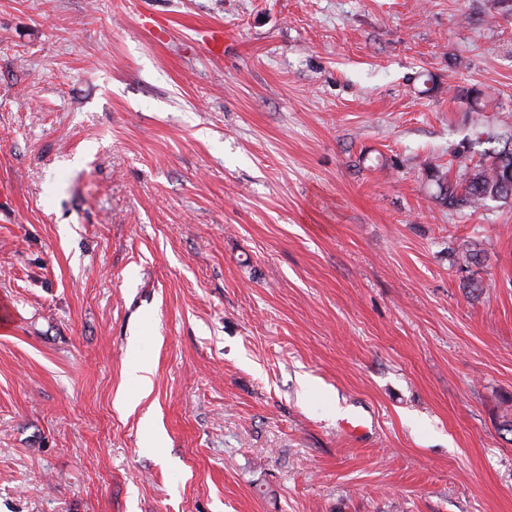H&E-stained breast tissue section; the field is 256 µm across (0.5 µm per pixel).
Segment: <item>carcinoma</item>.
<instances>
[{
  "label": "carcinoma",
  "instance_id": "obj_1",
  "mask_svg": "<svg viewBox=\"0 0 512 512\" xmlns=\"http://www.w3.org/2000/svg\"><path fill=\"white\" fill-rule=\"evenodd\" d=\"M464 97L469 111L476 114L472 121H482L489 100L479 90L470 89ZM458 167L465 173L457 180L452 179L450 170L435 167L430 181L436 188L435 199L453 209L476 211L490 201L512 199V146L491 148L483 151L479 158H468L457 154Z\"/></svg>",
  "mask_w": 512,
  "mask_h": 512
}]
</instances>
